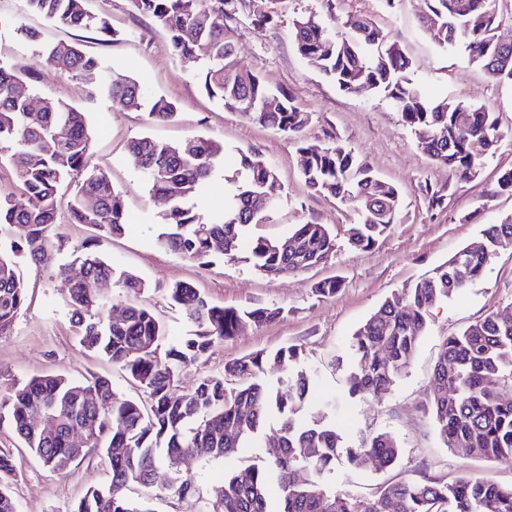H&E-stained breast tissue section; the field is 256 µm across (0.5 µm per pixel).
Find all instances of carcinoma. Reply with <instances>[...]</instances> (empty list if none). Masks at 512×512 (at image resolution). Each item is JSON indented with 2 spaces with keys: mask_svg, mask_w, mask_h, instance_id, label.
Wrapping results in <instances>:
<instances>
[{
  "mask_svg": "<svg viewBox=\"0 0 512 512\" xmlns=\"http://www.w3.org/2000/svg\"><path fill=\"white\" fill-rule=\"evenodd\" d=\"M47 22L65 28L110 33L103 15L88 0H26ZM165 33L180 58L202 57L198 79L206 93L224 108L271 126L299 140L305 156L302 175L316 193L357 208L347 240L369 249L396 224L402 206L399 188L379 176L365 160L339 141L312 143L300 139L306 117L294 95L274 89L234 63L235 47L224 34V0H132ZM421 25L435 32L441 47L462 46L472 63L491 78L512 82V45L501 44L495 0H426ZM292 36L299 53L332 79L340 90L368 94L382 91L402 122L416 135L418 148L461 178L476 176L485 157L496 152L502 134L497 117L483 106L427 97L410 78L411 61L394 49L366 18L348 23L345 32L321 26L312 17L294 21ZM46 61L75 79L99 81L112 99L143 105V90L133 78L103 72L100 61L77 45L57 42L44 47ZM30 74L19 65L0 64V168L9 166L12 183L0 187V227L24 230L22 251L35 270L52 261L62 234L56 231L62 204L60 188L73 189L68 221L94 229L96 239L122 235L127 217L115 202L109 176L88 171L92 137L85 113L61 100L43 99L35 111L25 91ZM176 106L162 98L149 104L153 123L173 121ZM128 154L149 192L166 199L169 210L155 244L202 267L234 256L248 229L270 218L276 209L265 198L276 181L274 167L257 154H242L224 181L234 187L224 215L204 222L194 200L215 173L224 168V143L208 137L163 142L144 135L130 142ZM286 239L297 248L285 251L280 240L251 241L250 260L270 277L301 276L327 263L336 240L327 225L299 224ZM512 245V221L489 224L482 240L456 252L430 276L394 292L354 333L355 363L346 377L353 394H378L391 388L410 364L433 303L462 292L479 279L495 252ZM58 275L84 347L118 366L141 396L116 391L110 379H70L45 374L11 387L0 398L13 431L43 466L72 457L71 438L83 432L107 466V480L87 490L71 512H156L153 495L189 501L195 512H512V485L462 476L442 480L397 481L375 495L358 499L324 488V473L338 460L341 435L336 423L318 414L296 419L311 388V378L296 371L286 378L288 398L261 378L268 365L282 368L300 357L295 345L273 353L258 352L224 364L221 373L203 377L196 387L173 398L182 371L202 361L218 342L233 338L247 321L261 324L284 317L282 307L251 308L213 305L189 282L166 289V296L194 324V333L163 347L165 324L140 297L148 284L139 275L119 270L84 245L79 276L66 268ZM114 281L123 288L124 315L103 314L97 285ZM341 284L326 279L313 293L332 297ZM26 302V288L16 262L0 252V336L10 333ZM426 409L444 447L485 459L512 458V319L487 315L447 337L433 370ZM280 420L277 452L203 491L201 482L183 475L179 460L200 452L226 460L249 447L271 415ZM57 420L46 436L38 417ZM402 452L388 433H376L360 448L347 450L348 462L362 466L375 459L382 466ZM16 467L11 451L0 449V512H17L10 493Z\"/></svg>",
  "mask_w": 512,
  "mask_h": 512,
  "instance_id": "obj_1",
  "label": "carcinoma"
}]
</instances>
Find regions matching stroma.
Masks as SVG:
<instances>
[{
  "mask_svg": "<svg viewBox=\"0 0 512 512\" xmlns=\"http://www.w3.org/2000/svg\"><path fill=\"white\" fill-rule=\"evenodd\" d=\"M89 6L110 17L120 32L118 39L106 41L90 31L56 28L31 13L25 0H0V16L9 21L0 28V62L21 64L32 72L33 99H60L85 113L92 133L90 166L107 173L129 217L124 234L101 240L99 251L114 267L134 272L149 283L144 300L163 319L170 344L194 329L166 300L165 288L177 282L193 283L220 307L274 305L288 310L283 320L244 324L237 336L216 344L208 358L184 370L179 392L193 390L202 375L222 371L227 361L295 344L303 350L298 369L315 381L300 419H309L329 401L334 408L328 418L335 421L344 447H360L370 435L387 431L402 449L391 467L373 460L359 468L344 460L337 462L323 478L328 489L368 498L385 483L427 478L450 482L463 475H488L511 485L512 460L487 461L445 448L425 410V400L442 341L487 314L512 312V246L498 250L485 274L460 294L433 304L413 360L388 391L352 394L344 378L354 365V332L387 297L413 286L458 250L478 241L486 225L512 217V196L494 191L499 172L512 168V83L491 79L470 63L464 48L442 50L420 24L425 0H247L235 6L225 33L235 46L238 67L295 95L297 106L308 117L303 129L306 139L340 141L401 189L403 203L394 229L373 248L360 250L350 247L346 239L349 225L358 219L355 208L309 188L301 173L303 157L287 135L227 111L209 98L194 76L197 62L175 56L152 19L138 12L130 0H89ZM260 14L270 15L271 23L256 25L254 18ZM308 16L338 30L352 17L369 18L410 59L411 77L427 96L459 99L495 112L503 138L497 151L485 158L479 175L459 178L423 154L384 95L342 92L309 65L291 37L294 20ZM26 28L37 31L38 40L23 36ZM59 41L79 44L108 71L136 79L146 99L162 97L173 102L176 121L149 122L146 109L127 108L102 88L50 67L43 47ZM143 135L168 142L211 137L223 142L229 157L261 155L277 172L281 204L270 222L253 225L252 236L281 238L299 224H325L336 237L334 257L303 276L274 279L258 273L244 249L235 259L209 267L159 249L156 230L169 205L150 194L127 152L130 141ZM426 186L444 196L443 208H429L422 192ZM62 233L66 246L54 254L48 267L37 271L25 256L16 258L27 301L13 330L0 336V396L11 385L42 374L103 375L119 392L131 391L118 367L81 345L58 275L62 266L79 271L76 248L93 231L67 224ZM326 278L340 281L339 292L328 299L314 296L313 284ZM278 427L275 421L267 424L254 447L243 449L237 458L217 463L193 455L185 457L180 468L203 483L219 481L226 472L268 458ZM19 444L8 420L0 419V448L17 451L11 494L18 512H68L89 488L106 479L95 455L58 473L44 468Z\"/></svg>",
  "mask_w": 512,
  "mask_h": 512,
  "instance_id": "stroma-1",
  "label": "stroma"
}]
</instances>
